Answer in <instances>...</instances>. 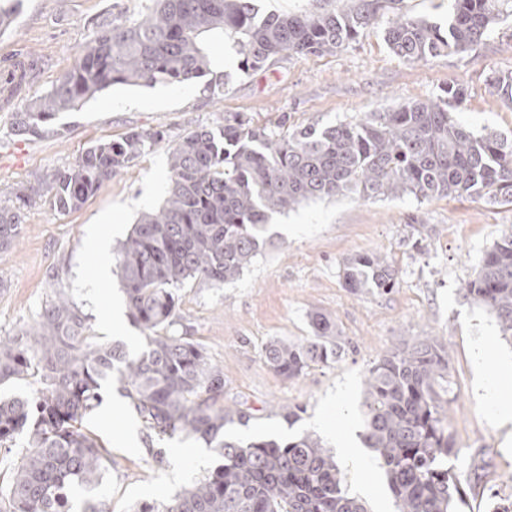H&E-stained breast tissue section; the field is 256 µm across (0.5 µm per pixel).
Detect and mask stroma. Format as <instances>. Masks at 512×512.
I'll return each instance as SVG.
<instances>
[{
  "instance_id": "obj_1",
  "label": "stroma",
  "mask_w": 512,
  "mask_h": 512,
  "mask_svg": "<svg viewBox=\"0 0 512 512\" xmlns=\"http://www.w3.org/2000/svg\"><path fill=\"white\" fill-rule=\"evenodd\" d=\"M148 0H22L0 32V205L16 188L73 167L98 141L115 140L133 129L163 131L129 168L113 176L79 209L61 213L49 197L33 200L13 247L0 250V336H16L37 320L47 301L65 292L91 318L94 332L137 351L143 333L131 320L112 328V306L124 293L116 262L97 280L98 237L117 251L142 213L158 209L169 184L168 153L196 126L218 128L241 118L257 126L286 120L289 130L311 124L358 121L367 113L425 101L449 84L468 89L454 118L473 130L489 129L512 139V105L491 85L512 71V17L493 27L472 50L419 63L396 56L382 26L333 54L292 55L263 69L242 73L230 40L207 38L209 72L189 85H115L75 111L60 112L40 135H21L16 114L45 94L77 65L80 50L102 16L139 18ZM224 94L213 100L209 84ZM512 233V207L481 200L409 196L364 199L350 193L308 201L272 215L271 243L240 277L213 286L199 280L178 291L175 332L201 344L224 371V401L248 408L247 426L226 432L239 437L281 440L312 432L334 453L349 494L369 512H397L383 471L370 449L345 458L344 439L362 429L361 403L372 364L407 336H433L448 349L453 383L450 429L471 469L482 479L467 487L462 512L512 508V424L500 426L476 390L478 376L495 379L498 362L512 360V344L500 339L496 318L464 297L484 253ZM373 252L392 264L395 288L351 293L340 266L356 253ZM329 315L347 341L342 357L314 365L299 377L277 375L264 363L269 339L299 343L310 336L308 315ZM496 337V359L476 369L473 347ZM102 396L113 411L96 407L85 418L112 459L96 491L107 512H135L144 502L163 504L220 463L213 450L198 460L200 440L159 435L132 411L121 382H107ZM301 420L288 424L289 407ZM164 452L155 461L152 449ZM202 449V448H201Z\"/></svg>"
}]
</instances>
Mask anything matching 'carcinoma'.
Listing matches in <instances>:
<instances>
[{
  "label": "carcinoma",
  "instance_id": "cac0c4a2",
  "mask_svg": "<svg viewBox=\"0 0 512 512\" xmlns=\"http://www.w3.org/2000/svg\"><path fill=\"white\" fill-rule=\"evenodd\" d=\"M383 0H357L347 9L294 15L259 14L255 0H151L128 21L107 17L80 51L77 67L47 93L25 103L17 128L73 111L117 84L154 86L200 78L210 68V34L233 40L240 70L275 57L333 53L385 20L384 40L407 62L468 52L489 28L512 17V0H454L448 26L423 17L384 18ZM492 86L512 102V72ZM467 97L450 84L424 102L371 112L357 122L312 124L290 134L235 118L215 130L196 127L170 149L163 205L142 214L120 246L117 263L129 318L145 333L137 354L93 334L90 316L61 294L49 302L25 338H0V385L33 378L37 388L0 398V448L12 451L26 434L11 475L0 483V512H105L93 492L101 485L105 450L83 426L100 403L102 384L118 375L139 418L161 435H194L222 459L212 472L157 507L136 512H367L349 495L333 455L313 433L288 441L233 438L226 426L250 414L224 404V372L204 348L168 331L185 281L214 286L236 280L265 249L269 214L312 199L357 191L367 198L441 196L512 207V140L458 123L450 109ZM159 130L137 129L88 146L77 164L22 186L0 205V249L14 245L25 210L51 194L62 212L80 208L146 147ZM352 293L396 286L385 258L360 253L342 262ZM465 296L496 318L512 340V235L485 252ZM312 336L279 338L262 347L265 364L291 379L313 364L340 359L346 342L321 312L309 315ZM450 360L444 343L411 336L368 370L359 437L377 453L398 512H460L464 502L455 466L462 449L448 424Z\"/></svg>",
  "mask_w": 512,
  "mask_h": 512
}]
</instances>
